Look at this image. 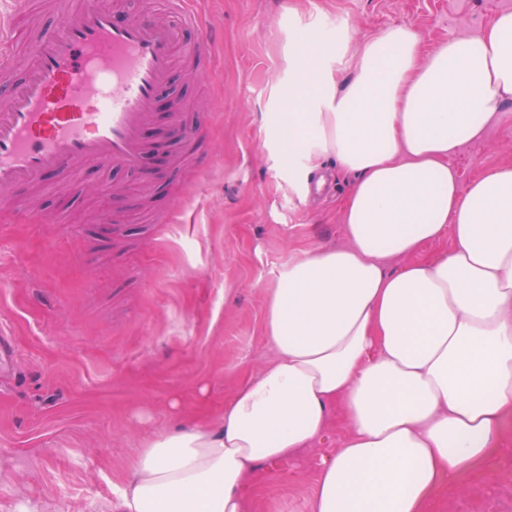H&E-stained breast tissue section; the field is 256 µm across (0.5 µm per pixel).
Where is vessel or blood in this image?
<instances>
[{
	"label": "vessel or blood",
	"mask_w": 512,
	"mask_h": 512,
	"mask_svg": "<svg viewBox=\"0 0 512 512\" xmlns=\"http://www.w3.org/2000/svg\"><path fill=\"white\" fill-rule=\"evenodd\" d=\"M60 30L30 18L28 62L14 69L8 25L0 17V190L27 191L89 166L141 174L156 147L147 131L160 108L188 142L180 156L198 152L194 132L181 124L184 97L174 84L177 58L210 66L214 33L184 39L199 25L191 0H164L165 18L124 7L122 0H57Z\"/></svg>",
	"instance_id": "obj_1"
}]
</instances>
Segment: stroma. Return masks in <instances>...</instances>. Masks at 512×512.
I'll return each instance as SVG.
<instances>
[{
	"mask_svg": "<svg viewBox=\"0 0 512 512\" xmlns=\"http://www.w3.org/2000/svg\"><path fill=\"white\" fill-rule=\"evenodd\" d=\"M222 40L181 83L200 166L167 161L154 184L95 169L34 190L19 215L0 193V512H116V489L148 436L208 420L273 352L267 292L288 260L345 243L351 183L328 156L288 172L267 115L302 31L337 21L352 44L406 24L426 48L482 33L512 0H195ZM484 139L451 159L462 184L512 163V101ZM113 226H105L104 215ZM206 399H199V386ZM180 399L173 410L172 399ZM316 450L281 464L249 512H311L315 458L341 447V411ZM492 449L494 482L441 489L428 512H512V421Z\"/></svg>",
	"mask_w": 512,
	"mask_h": 512,
	"instance_id": "obj_1",
	"label": "stroma"
}]
</instances>
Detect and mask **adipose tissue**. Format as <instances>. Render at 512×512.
<instances>
[{
    "label": "adipose tissue",
    "instance_id": "1",
    "mask_svg": "<svg viewBox=\"0 0 512 512\" xmlns=\"http://www.w3.org/2000/svg\"><path fill=\"white\" fill-rule=\"evenodd\" d=\"M313 32L272 113L289 164L331 155L352 178L346 243L280 270L266 297L271 361L212 421L147 438L122 512H247L259 464L348 433L323 455L312 512H425L483 466L512 419V164L461 188L450 159L512 100V12L430 53L407 25L366 39L344 89L311 63ZM452 249L420 261L422 245ZM402 265L390 269L391 260Z\"/></svg>",
    "mask_w": 512,
    "mask_h": 512
}]
</instances>
